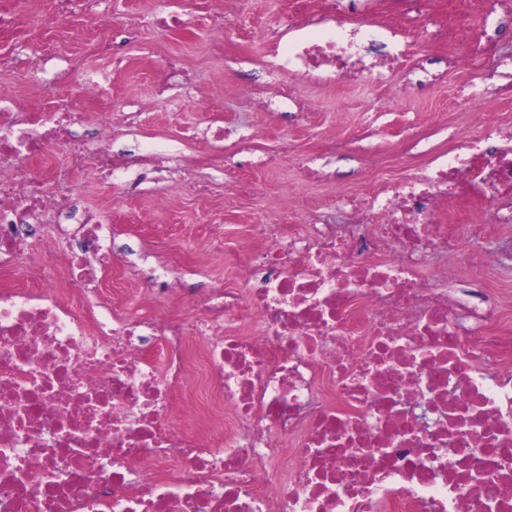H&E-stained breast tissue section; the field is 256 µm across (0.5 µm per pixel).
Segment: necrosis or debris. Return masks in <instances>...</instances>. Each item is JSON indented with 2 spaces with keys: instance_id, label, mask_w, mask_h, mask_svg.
<instances>
[{
  "instance_id": "obj_1",
  "label": "necrosis or debris",
  "mask_w": 512,
  "mask_h": 512,
  "mask_svg": "<svg viewBox=\"0 0 512 512\" xmlns=\"http://www.w3.org/2000/svg\"><path fill=\"white\" fill-rule=\"evenodd\" d=\"M391 11L358 28L301 12L268 64L386 79L428 0ZM82 80L83 107L40 94L22 112L0 89V512H512V301L492 257L481 304L452 295L459 227L436 216L444 198L512 200V132L482 122L490 151L341 195L353 223L266 214L235 287L193 291L161 265L115 300L103 276L128 270L121 231L70 174L118 184L157 153L115 157L138 115L93 129L112 77Z\"/></svg>"
}]
</instances>
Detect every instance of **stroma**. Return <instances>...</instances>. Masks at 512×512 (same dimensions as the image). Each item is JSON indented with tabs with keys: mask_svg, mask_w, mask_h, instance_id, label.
Instances as JSON below:
<instances>
[{
	"mask_svg": "<svg viewBox=\"0 0 512 512\" xmlns=\"http://www.w3.org/2000/svg\"><path fill=\"white\" fill-rule=\"evenodd\" d=\"M294 7L295 0H224L228 24L219 32L210 25L205 0H106L104 16L96 22L75 15L46 29L20 25L0 33V54L49 55L44 71L34 73L22 65L0 72V84L25 88L67 68L71 78L61 92L81 106V72L111 71L112 97L98 107V120L104 124L113 113L147 102L136 129L114 137L113 151L156 145L178 160L182 174L212 178L211 195H184L175 209L166 210L156 203L161 179L131 174L124 183L112 185L85 168L75 173L73 183L85 205L105 208L113 223L123 225L125 240L160 251L176 265L183 255L205 248L210 225H223L226 243L235 244L249 224L288 195L308 207L288 211L286 223L307 224L316 215L335 224L349 223V215L336 207L337 195L373 190L421 172L431 155L478 135L472 113H486L512 127V92L504 90L512 78L489 75L498 57L512 56V26L496 17L481 21L471 0H434L431 27L449 33L451 45L408 33L410 51L387 81L370 77L331 86L302 74L272 76L264 69L277 40L292 35L288 17ZM155 9L180 13L183 26L156 25L151 16ZM133 27L139 31L135 39L128 36ZM489 30L495 33L489 55L464 69L449 67V53H467L471 42ZM103 39L114 44L111 56L96 50ZM169 55L185 60L206 96L183 91L153 98L156 67ZM419 61L437 75L422 90L411 84L412 68ZM271 87L279 95L272 112L264 107ZM298 98L314 100V109L297 110ZM211 115L252 142L251 152L237 155L220 173L209 164L211 149L204 139ZM283 136L292 143L287 161L274 168L256 166L254 155L271 153ZM313 157L321 174L310 179L305 167ZM242 180L252 183L251 195L232 193V185ZM467 221L487 230L477 238L461 234L456 253L448 257L458 279L472 280L482 255L493 252L499 257L498 287L512 289V221L499 218L490 204L477 206Z\"/></svg>",
	"mask_w": 512,
	"mask_h": 512,
	"instance_id": "1",
	"label": "stroma"
}]
</instances>
